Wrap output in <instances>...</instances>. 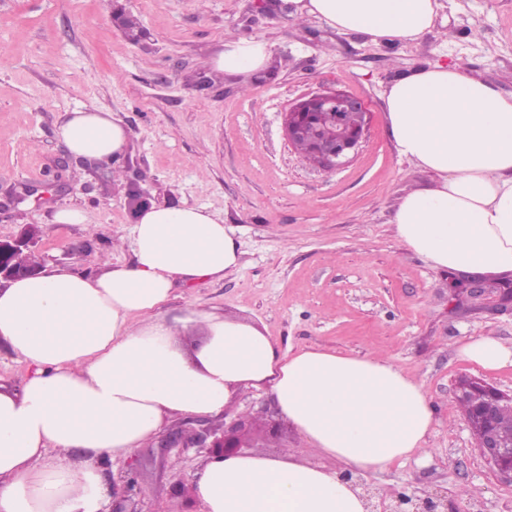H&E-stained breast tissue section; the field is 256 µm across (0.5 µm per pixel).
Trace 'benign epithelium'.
<instances>
[{
	"mask_svg": "<svg viewBox=\"0 0 512 512\" xmlns=\"http://www.w3.org/2000/svg\"><path fill=\"white\" fill-rule=\"evenodd\" d=\"M314 106H323L335 113L333 125L317 130L316 146L324 166L328 171L336 170L350 161L351 152L358 147L365 129L357 130L346 137L338 131L345 112H366L364 103L350 95L336 90H323L312 93L299 100L284 114V132L288 143L301 134L299 115ZM33 243V234L24 232L10 239H0V280L7 282L23 276L36 275L41 266H17L11 256L15 252L28 250ZM476 388L472 402L471 417L482 427L481 443L476 450L502 478L512 481V445L504 443L496 430V422L504 405L512 406V393H504L496 387L478 378H469ZM256 431L252 423L240 416L224 423L220 435L213 432L199 433L195 430L176 429L168 432L161 441L163 448H178L193 444L199 448H208L211 454L224 456L240 454L244 448L241 440L245 435ZM134 478L124 482V493L112 486V510L110 512H141L134 506ZM387 512H448V498L442 495L413 498L405 494L397 496Z\"/></svg>",
	"mask_w": 512,
	"mask_h": 512,
	"instance_id": "obj_1",
	"label": "benign epithelium"
}]
</instances>
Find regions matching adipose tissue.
<instances>
[{
	"instance_id": "obj_1",
	"label": "adipose tissue",
	"mask_w": 512,
	"mask_h": 512,
	"mask_svg": "<svg viewBox=\"0 0 512 512\" xmlns=\"http://www.w3.org/2000/svg\"><path fill=\"white\" fill-rule=\"evenodd\" d=\"M314 17L376 42L429 31L440 0H289ZM262 39H230L217 70L263 67ZM397 152L429 172L403 195L397 236L433 269L512 276V96L457 65L399 76L385 98ZM74 156L120 159L129 129L112 113L80 108L56 130ZM132 265L98 274L52 266L0 286V343L28 364L21 389L0 385V512H102V471L116 454L155 440L172 418H218L247 391L270 389L312 462L290 449L208 457L189 487L201 512H367L340 470H386L427 456L434 409L392 358L282 351L255 324L197 307L170 315L175 284L223 279L240 251L222 218L202 206L142 208ZM459 355L489 370L512 367L494 336ZM337 468L323 466V459Z\"/></svg>"
}]
</instances>
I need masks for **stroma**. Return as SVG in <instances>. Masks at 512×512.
Listing matches in <instances>:
<instances>
[{
  "instance_id": "stroma-1",
  "label": "stroma",
  "mask_w": 512,
  "mask_h": 512,
  "mask_svg": "<svg viewBox=\"0 0 512 512\" xmlns=\"http://www.w3.org/2000/svg\"><path fill=\"white\" fill-rule=\"evenodd\" d=\"M146 31L130 42L114 4ZM430 31L376 43L325 22L290 17L286 0H0V237L38 229L43 265L95 273L132 264L131 184L153 200L203 206L234 231L241 264L224 280L175 285L166 306H197L256 323L281 349L321 348L362 356L383 351L426 392L434 409L430 456L395 462L364 480L382 492L444 495L450 512H512V483L478 454L455 400L470 376L512 392V367L488 371L458 348L490 335L512 344V312L455 297L395 234L406 192L430 176L398 155L388 133L385 92L403 71L455 63L512 96V0H442ZM228 38L270 45L249 79L213 70ZM342 90L360 98L368 131L354 158L329 172L286 140L283 114L306 94ZM98 106L131 132L119 178L103 181L72 161L56 128L67 112ZM76 207L82 224H59ZM234 411L262 412L278 443L306 458L270 392H249ZM203 448L151 442L104 467L105 479L136 474L141 512L178 495L206 457Z\"/></svg>"
}]
</instances>
